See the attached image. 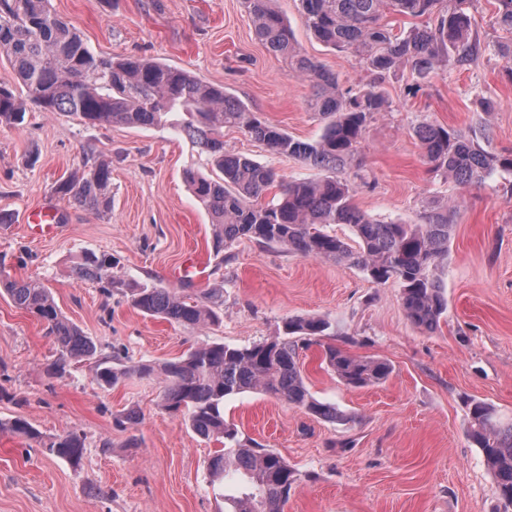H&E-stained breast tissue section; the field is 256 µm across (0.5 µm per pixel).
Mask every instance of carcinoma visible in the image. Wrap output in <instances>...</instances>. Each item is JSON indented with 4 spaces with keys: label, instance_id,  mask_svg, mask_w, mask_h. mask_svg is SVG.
<instances>
[{
    "label": "carcinoma",
    "instance_id": "carcinoma-1",
    "mask_svg": "<svg viewBox=\"0 0 512 512\" xmlns=\"http://www.w3.org/2000/svg\"><path fill=\"white\" fill-rule=\"evenodd\" d=\"M273 2L244 0L256 38L312 84L309 106L324 121L321 136L313 142L292 138L224 88L206 84L184 69L92 53L81 36L51 10L49 0H0V52L27 97L24 101L15 88L0 84V125L23 123L27 101L42 112L67 113L92 125L162 126L169 114L183 112L187 119L182 132L212 155L221 173L214 179L192 169L184 172L190 190L207 211L215 252L247 238L303 257L357 267L378 283L395 279L402 288L407 317L433 330L448 309L437 269L448 257L456 206H433L417 224L371 219L355 206L349 181L326 176L287 182L269 165L224 151V128L243 131L273 154L336 171L352 157L367 123L386 111L383 83L389 74L407 69L424 80L442 62L464 66L479 54L480 43L471 36L473 0H452L449 6L446 0H299L311 34L330 48L353 53L372 74V81L358 89L343 87L334 73L300 52L286 18ZM390 14L420 23L395 34L387 21ZM495 23L512 32V0H496ZM414 132L430 168L460 184L479 183L497 169L512 171L511 152L489 153L460 130L422 122ZM111 185V165L96 161L60 180L55 192L100 214L112 207ZM274 187L279 189L277 201H264ZM327 224L350 225L358 247L322 230ZM108 265L106 257L88 253L76 269L77 278H100ZM0 289L15 307L43 322L46 334L53 337L59 355L50 365L51 372L62 374L71 361L80 359L107 386L132 376L161 380V408L181 416L184 425L200 437L222 441L223 447L207 463L211 479L219 481L229 473L246 479L241 494L230 498L228 512H284L297 474L279 454L240 442L235 426L224 419L225 398L257 391L319 418H343L336 406L310 393L299 362V344H310L330 329L323 319H290L283 334L250 347L206 342L161 364H114L98 354L92 339L62 314L43 283L1 278ZM129 292L133 306L147 315L192 326L219 322V288L184 294L140 285ZM324 362L353 388L380 384L391 374L385 361L354 357L331 345L324 348ZM1 430L39 438L20 418L0 421ZM468 433L495 476L504 506L511 507L512 423L501 422L491 405L475 402ZM44 447L74 465L84 453L83 440L74 432L53 438Z\"/></svg>",
    "mask_w": 512,
    "mask_h": 512
}]
</instances>
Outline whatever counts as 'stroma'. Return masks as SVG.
Listing matches in <instances>:
<instances>
[{"instance_id":"1","label":"stroma","mask_w":512,"mask_h":512,"mask_svg":"<svg viewBox=\"0 0 512 512\" xmlns=\"http://www.w3.org/2000/svg\"><path fill=\"white\" fill-rule=\"evenodd\" d=\"M52 10L99 55L146 57L223 87L265 121L311 142L324 123L312 112L308 80L259 42L243 0H50ZM306 56L359 87L369 73L353 55L318 42L298 0H276ZM495 0L469 13L480 53L468 65L440 66L428 80L390 76L388 111L366 127L338 177L354 184V202L375 220L411 224L436 202L457 206L448 258L438 271L448 310L425 331L408 319L397 280L379 284L362 270L305 258L243 239L212 249V226L184 172L212 174L208 153L166 125L86 124L61 112L27 113L0 125V278L39 280L64 316L102 355L124 363H162L191 346L248 347L283 331L291 318L321 317L325 343L382 359L393 371L381 384L346 386L326 366L322 346L300 348L313 396L335 404L340 421L317 418L261 392L225 399L224 418L240 440L281 455L298 475L284 512H503L497 482L468 437L469 404L492 405L512 420V172L495 170L462 185L432 172L414 134L429 122L478 136L493 153L512 152V59L497 48L512 33L495 22ZM494 100L484 112L480 98ZM225 151L273 167L284 179L318 177L295 157L271 154L243 132L224 131ZM112 164V209L95 214L55 192L57 181L89 161ZM56 204L62 229L29 235L21 217ZM191 251L209 258L207 275H175ZM107 256L102 281L78 279L86 253ZM113 282L105 292V282ZM137 284L223 289L219 324L179 325L133 307ZM58 347L43 324L0 295V420L22 418L41 435L0 432V512H224L244 480L211 483L217 448L159 406L157 379L108 387L88 365L61 376L45 367ZM136 410L140 420L119 425ZM70 432L85 445L80 464L50 455L43 441Z\"/></svg>"}]
</instances>
